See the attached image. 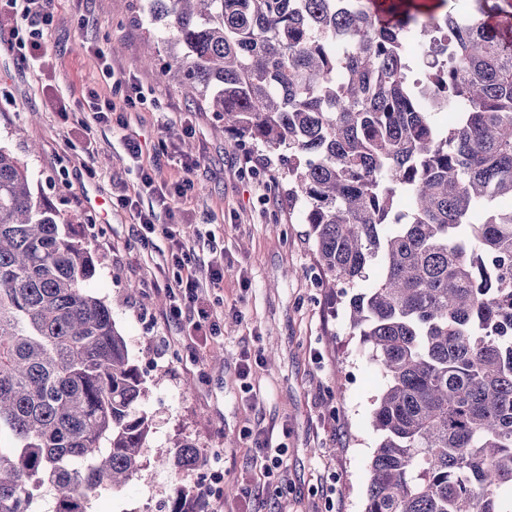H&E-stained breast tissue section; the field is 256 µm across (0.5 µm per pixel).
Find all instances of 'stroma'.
<instances>
[{
	"mask_svg": "<svg viewBox=\"0 0 512 512\" xmlns=\"http://www.w3.org/2000/svg\"><path fill=\"white\" fill-rule=\"evenodd\" d=\"M53 6L35 61L22 62L0 38V92L12 99L0 107V145L25 162L34 194L89 240L91 290L112 302L151 421L139 473L122 491L100 490L89 512H169L180 488L189 512H364L378 442L372 413L386 377L352 335L342 294L321 286L309 225L289 213L270 172L214 113L189 105L156 68L139 67L165 53L124 0ZM133 83L147 100L128 108L122 101ZM93 90L117 108L86 136L77 121ZM128 137L164 138L169 148L144 152L136 164ZM187 156L199 164L186 197L167 207L140 190L139 167L169 185L185 176ZM121 195L138 196L161 223L182 225L204 262L201 281L207 262H218L224 279L208 294L221 335L199 342L186 320L158 304L159 281L181 269L170 241L144 235ZM265 438L285 448L269 475L258 446ZM186 441L202 463L179 471L173 446Z\"/></svg>",
	"mask_w": 512,
	"mask_h": 512,
	"instance_id": "stroma-1",
	"label": "stroma"
}]
</instances>
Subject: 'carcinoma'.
Here are the masks:
<instances>
[{
  "instance_id": "obj_1",
  "label": "carcinoma",
  "mask_w": 512,
  "mask_h": 512,
  "mask_svg": "<svg viewBox=\"0 0 512 512\" xmlns=\"http://www.w3.org/2000/svg\"><path fill=\"white\" fill-rule=\"evenodd\" d=\"M372 2L150 0L148 32L160 77L263 148L322 287L378 269L346 304L387 377L365 512H512V13ZM430 57L447 65L410 80ZM448 104L463 111L440 125ZM96 274L0 146V512L46 490L88 512L140 470L145 389ZM197 462L175 445L176 468Z\"/></svg>"
}]
</instances>
